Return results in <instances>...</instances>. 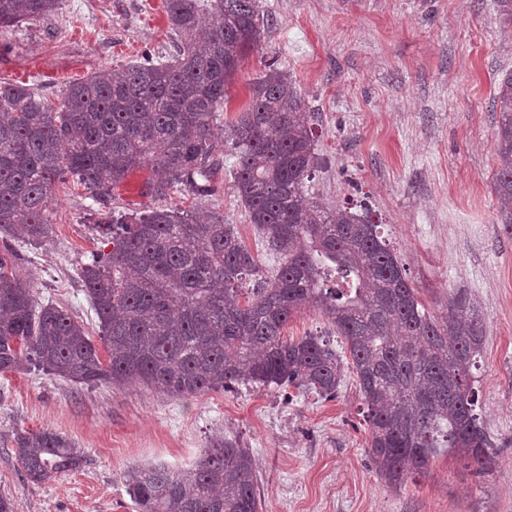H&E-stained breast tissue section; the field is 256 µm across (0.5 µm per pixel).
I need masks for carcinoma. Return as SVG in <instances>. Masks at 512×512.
<instances>
[{
	"mask_svg": "<svg viewBox=\"0 0 512 512\" xmlns=\"http://www.w3.org/2000/svg\"><path fill=\"white\" fill-rule=\"evenodd\" d=\"M61 0H0V28L53 13ZM178 41L164 62L102 68L71 82L55 105L25 83H0V374L42 372L86 386L147 387L171 398L240 384L292 386L333 398L356 377L368 451L394 488L450 452L486 475L490 436L476 413L471 368L483 325L467 299L429 315L406 267L368 208H325L306 198L320 158L313 115L284 70L270 64L249 103L215 138L225 86L265 26L259 0H163ZM500 113L493 190L498 223L512 227V71L493 98ZM249 223L280 257L266 274L233 224L153 207L91 225L110 247L90 252L79 280L99 340L22 281L14 246L46 242L56 184L72 178L107 205L128 174L148 165L160 191L210 196L224 157ZM312 307L345 345L284 335ZM26 479L42 483L86 462L52 429L13 438ZM139 512H259L254 461L215 438L195 465L124 474Z\"/></svg>",
	"mask_w": 512,
	"mask_h": 512,
	"instance_id": "carcinoma-1",
	"label": "carcinoma"
}]
</instances>
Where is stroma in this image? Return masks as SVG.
Here are the masks:
<instances>
[{"label": "stroma", "instance_id": "obj_1", "mask_svg": "<svg viewBox=\"0 0 512 512\" xmlns=\"http://www.w3.org/2000/svg\"><path fill=\"white\" fill-rule=\"evenodd\" d=\"M268 19L226 87L234 121L249 85L277 65L314 117L321 164L308 194L323 206L367 203L401 256L425 309L446 316L456 295L484 326L472 376L494 469L445 453L426 475L390 487L368 454L359 388L346 373L335 399L249 384L175 399L146 388H87L49 375L0 374V495L14 512H137L123 475L144 464L191 466L211 439L249 449L263 512H512V234L493 192L499 115L492 100L512 70V26L494 0H260ZM162 0H62L52 14L0 29V82L57 98L65 83L103 66L171 54ZM132 171L115 211L179 206L236 225L264 269L277 263L234 190L225 159L214 194L148 188ZM83 186L56 185L52 239L20 249L17 264L39 302L61 306L97 334L77 268L99 248ZM54 430L83 448L79 469L34 484L15 457L18 431Z\"/></svg>", "mask_w": 512, "mask_h": 512}]
</instances>
